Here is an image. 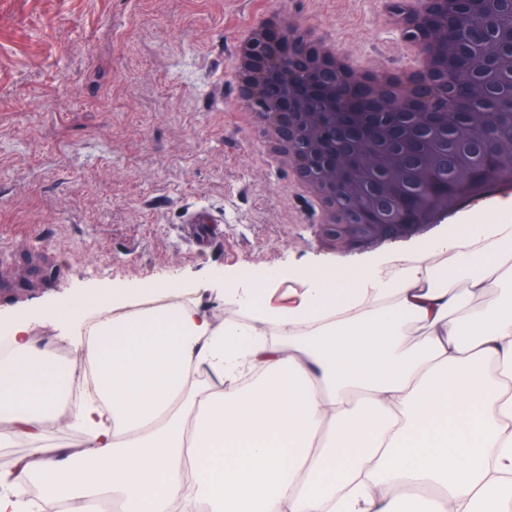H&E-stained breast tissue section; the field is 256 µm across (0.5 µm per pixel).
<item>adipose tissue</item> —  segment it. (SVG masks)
<instances>
[{
	"instance_id": "1",
	"label": "adipose tissue",
	"mask_w": 512,
	"mask_h": 512,
	"mask_svg": "<svg viewBox=\"0 0 512 512\" xmlns=\"http://www.w3.org/2000/svg\"><path fill=\"white\" fill-rule=\"evenodd\" d=\"M468 236L376 258L355 281L267 269L225 289L242 317L216 324L174 279L128 308L111 286L73 298L76 359L17 323L0 356V446H31L0 475V512L111 497L123 512H404L425 484L448 512L512 502V193ZM301 287L287 306L276 286ZM419 335L410 338V327ZM94 394L77 401L82 362ZM220 384L201 383L205 374ZM75 426L85 449L46 447ZM39 484L38 503L19 489Z\"/></svg>"
}]
</instances>
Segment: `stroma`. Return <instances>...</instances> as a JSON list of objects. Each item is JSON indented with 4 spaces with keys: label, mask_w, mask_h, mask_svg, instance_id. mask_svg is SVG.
<instances>
[{
    "label": "stroma",
    "mask_w": 512,
    "mask_h": 512,
    "mask_svg": "<svg viewBox=\"0 0 512 512\" xmlns=\"http://www.w3.org/2000/svg\"><path fill=\"white\" fill-rule=\"evenodd\" d=\"M397 66L403 43L377 0H0V316L108 284L141 292L176 276L218 323L216 275L272 267L353 271L451 232L429 224L337 247L294 177L266 165L236 108L238 37L254 15ZM224 216L190 241L188 207Z\"/></svg>",
    "instance_id": "stroma-1"
}]
</instances>
